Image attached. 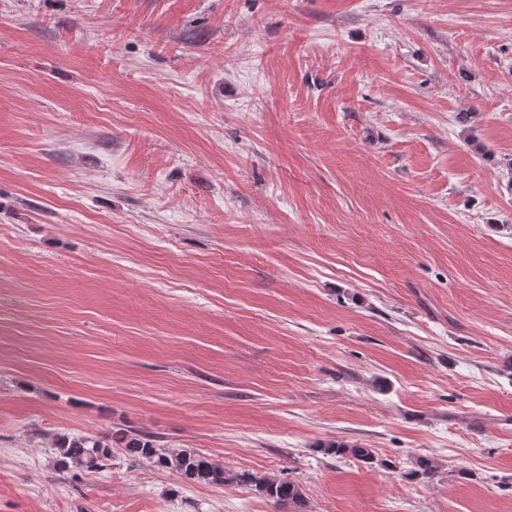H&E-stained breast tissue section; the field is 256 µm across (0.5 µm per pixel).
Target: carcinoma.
Masks as SVG:
<instances>
[{
    "label": "carcinoma",
    "mask_w": 512,
    "mask_h": 512,
    "mask_svg": "<svg viewBox=\"0 0 512 512\" xmlns=\"http://www.w3.org/2000/svg\"><path fill=\"white\" fill-rule=\"evenodd\" d=\"M114 448L122 450L133 460H146L162 470L195 482L219 487L226 483L248 485L277 504H291L299 509L305 505L302 490L290 481L245 470L229 473L223 464L193 450L166 453L157 447L150 436L137 431L119 430L107 442L83 435L59 436L55 439L54 451L60 469L73 466L92 471L102 468L103 462L112 458ZM437 471L438 465L434 459L421 457L413 474L431 479Z\"/></svg>",
    "instance_id": "1"
}]
</instances>
